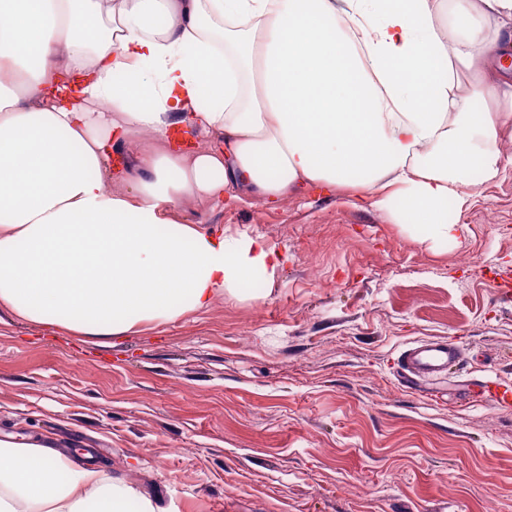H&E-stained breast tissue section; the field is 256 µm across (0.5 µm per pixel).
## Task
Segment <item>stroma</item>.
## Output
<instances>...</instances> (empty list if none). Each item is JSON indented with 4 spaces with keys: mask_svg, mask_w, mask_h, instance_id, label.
Segmentation results:
<instances>
[{
    "mask_svg": "<svg viewBox=\"0 0 512 512\" xmlns=\"http://www.w3.org/2000/svg\"><path fill=\"white\" fill-rule=\"evenodd\" d=\"M175 217L285 261L109 339L0 308V439L93 449L155 512H480L489 496L512 512V409L454 400L473 377L512 381V300L493 282L512 274V164L433 243L360 190L193 198ZM448 337L463 366L405 390L400 351Z\"/></svg>",
    "mask_w": 512,
    "mask_h": 512,
    "instance_id": "1",
    "label": "stroma"
}]
</instances>
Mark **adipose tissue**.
Listing matches in <instances>:
<instances>
[{"mask_svg": "<svg viewBox=\"0 0 512 512\" xmlns=\"http://www.w3.org/2000/svg\"><path fill=\"white\" fill-rule=\"evenodd\" d=\"M512 0H0V305L89 337L174 321L272 277L264 241L172 221L229 187L370 189L453 239L501 179ZM498 68L464 86L476 57ZM210 143L199 149L195 135ZM152 146L131 187L110 156ZM97 466L0 440V512H129Z\"/></svg>", "mask_w": 512, "mask_h": 512, "instance_id": "adipose-tissue-1", "label": "adipose tissue"}]
</instances>
